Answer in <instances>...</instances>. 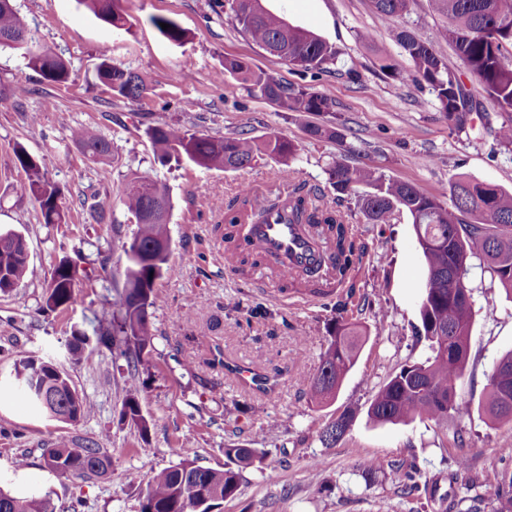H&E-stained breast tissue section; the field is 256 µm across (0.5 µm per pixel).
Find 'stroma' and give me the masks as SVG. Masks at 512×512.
<instances>
[{"instance_id": "stroma-1", "label": "stroma", "mask_w": 512, "mask_h": 512, "mask_svg": "<svg viewBox=\"0 0 512 512\" xmlns=\"http://www.w3.org/2000/svg\"><path fill=\"white\" fill-rule=\"evenodd\" d=\"M36 41L65 59L67 83L50 85L28 69L20 51L0 48V232L21 233L29 248V270L20 288L0 297V346L20 344L50 357L68 372L79 393L94 405L90 416L66 423L36 412L18 393L0 395V476L16 480L15 459L27 451L29 490L50 492L55 512L82 501V512H140L150 471L178 459L219 468L228 445L254 443L264 449L260 469L246 472L237 496L213 512H399L395 462L418 458L432 492L411 501L412 512H456L455 494L468 476H478L477 495L490 498L495 475L505 467L498 451L512 448V424L494 426L481 408L496 361L512 350V302L493 285L486 268L473 266L477 300L470 360L457 386L470 413L447 431L434 424H376L364 407L391 373L424 359L417 341L426 266L411 219L397 213L391 223L369 224L355 197L336 193L327 168L336 160L380 168L440 199H448L460 176L512 190V152L497 147L482 124L453 132L429 88L401 83L380 69L378 55L411 64L391 37L395 28L425 35L442 19L429 0H414L409 14L378 20L371 0H263L271 12L332 45L357 78L305 73L261 50L228 19L224 0H124L129 30L97 19L79 0H16ZM155 15L174 18L189 33L174 44L150 24ZM373 32L371 46L360 36ZM239 57L254 68L307 85L336 102L344 123L340 141L314 140L301 122L250 96L224 71ZM139 74L149 92L142 102L113 97L95 70L103 59ZM28 93L17 98L19 86ZM186 126L218 137L245 132L264 140L275 133L292 141L290 165L261 156L237 171L207 169L183 158L160 163L145 134L155 121ZM95 129L111 144L106 163L90 161L72 140L74 128ZM37 157L47 179L59 186L68 206L65 223H43L35 201L22 194L24 173L14 148ZM291 182L341 210L368 254L355 276L357 296L384 309L385 319L362 315L368 338L335 399L315 408L308 399L321 352L325 324L336 314L334 299L312 290L277 288L274 269L241 271L224 266V205L240 186L251 185L257 201L274 202L284 190L282 167ZM165 184L171 210V273L156 283L161 298L151 321L156 339L137 374L103 347L72 359L66 342L73 327L111 310L119 280L112 271L135 224L118 188L131 175ZM106 202L103 223L91 213ZM78 270L81 305L69 311L45 308L46 287L60 259ZM258 371L277 374L271 395L226 379L212 367L216 353ZM140 388L147 433L121 416L125 388ZM359 413L335 447L321 444L322 426L348 408ZM466 444L457 447L454 431ZM93 441L106 448L112 469L104 478H66L50 471L42 450L59 439ZM468 458V472L455 473L448 460ZM384 461L373 484L354 471L359 458ZM276 481H269V474Z\"/></svg>"}]
</instances>
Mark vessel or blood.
<instances>
[{
    "mask_svg": "<svg viewBox=\"0 0 512 512\" xmlns=\"http://www.w3.org/2000/svg\"><path fill=\"white\" fill-rule=\"evenodd\" d=\"M244 248L270 262L277 275L284 279L296 276L316 262L303 226L284 223L276 214L271 215L267 223L239 227L233 245L224 251L225 264H234Z\"/></svg>",
    "mask_w": 512,
    "mask_h": 512,
    "instance_id": "obj_1",
    "label": "vessel or blood"
}]
</instances>
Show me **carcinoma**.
<instances>
[{"mask_svg": "<svg viewBox=\"0 0 512 512\" xmlns=\"http://www.w3.org/2000/svg\"><path fill=\"white\" fill-rule=\"evenodd\" d=\"M98 19L116 29L128 23L122 0H80ZM374 13L383 22L409 13L414 0H371ZM433 8L448 22L429 36L408 29L392 30L393 41L412 64L410 72L398 69L391 59L382 68L403 83L428 86L436 94L439 111L448 120V128L464 131L475 119L494 134L498 144L512 151V119L492 127L484 101L504 113L512 112V64L505 52L512 49V0H430ZM229 19L253 44L274 55L294 69L325 72L337 65L334 48L319 36L292 26L288 21L261 6V0H229ZM150 23L168 41L181 44L187 31L175 20L158 15ZM166 23L169 28L162 29ZM446 43L461 59L470 81L486 95L478 98L467 84L448 68L435 45ZM24 50L27 67L51 83H65L69 67L64 59L36 44L29 37L24 17L13 0H0V47ZM224 72L245 83L250 95L264 99L282 112L298 117L328 115L324 124L305 122L304 130L314 139H338L344 125L336 121L332 99L310 87L287 82L255 70L240 58L224 59ZM97 80L112 94L131 102L148 93L141 76L105 59L96 69ZM162 161L186 156L195 164L211 169L236 171L245 168L261 154L289 159L297 146L277 135L258 145L238 136L214 138L199 136L185 127L159 123L146 129ZM74 142L88 158L103 162L111 153L110 143L89 128L72 132ZM16 165L26 175L24 191L38 204L46 224H62L66 206L60 187L45 178L37 158L23 146L14 149ZM332 186L340 194H355L361 186L370 191L358 196V205L369 224H387L394 212H406L414 226L417 243L425 260L427 275L419 308L421 337L428 343L429 355L422 361L405 364L392 374L372 395L367 417L379 424H399L419 420L448 429V422H460L466 406L457 400L456 385L469 364L470 339L475 320V301L457 297L473 294L469 274L472 260L482 259L488 271L512 300V192L484 182L458 179L450 186L444 201L424 192L411 182L386 177L376 167H350L336 161L329 170ZM122 201L135 220L136 230L122 244L124 261L117 274L122 280L119 299L113 309L93 321L92 334L76 328L67 342L71 356L82 354L90 340L106 347L128 363H138L154 347L155 334L151 309L159 301L155 284L170 272L171 237L168 217L152 219L149 212L161 202L165 211L171 203L167 187L156 180L135 176L122 190ZM288 211L289 224H312L321 228L330 243L336 263V287L343 288L346 303L353 302L356 286L352 272L368 252L345 215L338 210L320 208L309 198L293 191L285 202L265 204L254 211L253 221L265 223L273 211ZM22 239L14 232L0 233V294L19 288L27 275L28 260L20 259L8 242ZM76 271L66 259L54 268L48 284L46 308L74 309L80 303L76 291ZM328 346L310 385L309 401L321 405L336 396L346 375L353 368L361 338L358 322L343 315L328 321ZM508 373L492 371L489 376L485 410L492 422L512 424V351L496 362ZM14 366L26 371L23 382L8 378L5 385L25 395L37 409L50 417L77 423L93 412V405L80 395L68 374L51 360L16 350ZM357 414L348 409L319 431V440L331 447L341 440ZM122 417L141 433L148 422L141 414L139 388L132 383L125 389ZM227 463L220 469L197 466L182 459L161 470L150 472L141 512H213L219 502L237 495L247 469L262 462L263 452L248 445L224 449ZM46 466L69 477L108 475L112 459L107 449L95 443L61 439L42 453ZM358 473L367 483L384 471L375 460H359ZM403 479L399 496L410 501L428 492L421 482L422 473L415 462L402 465ZM0 512H53L50 493L18 497L0 487ZM490 512H512V472L497 473V484Z\"/></svg>", "mask_w": 512, "mask_h": 512, "instance_id": "1", "label": "carcinoma"}]
</instances>
